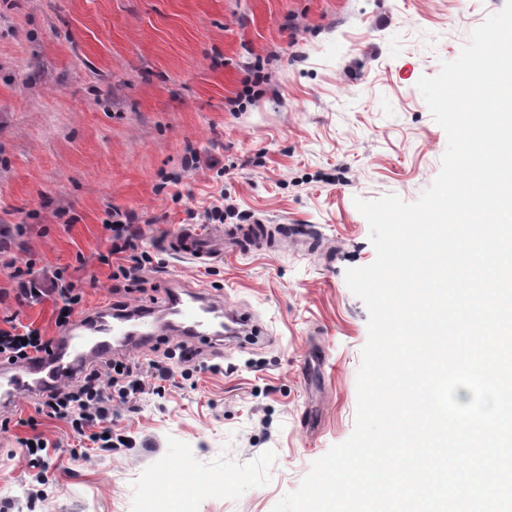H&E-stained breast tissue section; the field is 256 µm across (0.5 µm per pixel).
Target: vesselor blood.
<instances>
[{
	"label": "vessel or blood",
	"mask_w": 512,
	"mask_h": 512,
	"mask_svg": "<svg viewBox=\"0 0 512 512\" xmlns=\"http://www.w3.org/2000/svg\"><path fill=\"white\" fill-rule=\"evenodd\" d=\"M291 225L245 224L211 225L201 229L182 226L160 241V249L182 259L206 264L224 256L225 242L232 241L246 251L275 250L296 239ZM169 325L157 324L152 311L105 306L79 316L62 327L52 351L31 355L21 361L0 358V412L8 411L22 398H34L50 390L73 384L87 365L111 358L117 350L135 348L137 342L175 332L195 349L216 348L222 339V311L216 302L195 292L171 291ZM158 486H179L183 494L197 490V475L175 469L157 473Z\"/></svg>",
	"instance_id": "b4317fda"
}]
</instances>
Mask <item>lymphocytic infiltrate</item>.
Here are the masks:
<instances>
[{
	"label": "lymphocytic infiltrate",
	"instance_id": "obj_1",
	"mask_svg": "<svg viewBox=\"0 0 512 512\" xmlns=\"http://www.w3.org/2000/svg\"><path fill=\"white\" fill-rule=\"evenodd\" d=\"M137 221V215L128 213L108 224L110 248L97 256L99 263L111 265L112 293L121 299L132 293L151 261L150 254L138 248ZM10 277L17 305L58 297L61 304L56 311V324L60 327L71 322L83 301L81 289L66 279L61 268L37 274L28 262L13 266ZM53 344V339L45 337L40 329L19 324L13 315L6 317L4 326L0 327V356L24 359L33 353L49 351ZM195 357V352L178 343L163 359L145 365L126 359L107 360L104 365L86 368L76 385L42 395L36 411L68 423L77 440H89L103 452L119 451L123 441L121 437L111 436L107 427L116 407L134 405L141 395L161 390L175 379H190L195 370Z\"/></svg>",
	"mask_w": 512,
	"mask_h": 512
}]
</instances>
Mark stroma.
I'll list each match as a JSON object with an SVG mask.
<instances>
[{
    "label": "stroma",
    "mask_w": 512,
    "mask_h": 512,
    "mask_svg": "<svg viewBox=\"0 0 512 512\" xmlns=\"http://www.w3.org/2000/svg\"><path fill=\"white\" fill-rule=\"evenodd\" d=\"M505 0H0V229L18 264L65 268L83 309L111 305L106 212L143 219L158 263L134 305L170 289L255 314V343L204 351L194 384L122 407L130 447L69 453V425L25 399L0 441V501L12 512H164L162 468L200 479L187 512H272L312 463L351 435L368 313L345 280L370 264L354 201L419 200L447 147L417 83L455 60ZM263 79L255 89L251 70ZM200 166L187 170L189 153ZM229 200L318 242L194 264L161 251L191 213ZM0 266V318L57 337L52 299L17 307ZM41 434L48 465L20 439ZM42 499L32 502V492Z\"/></svg>",
    "instance_id": "1"
}]
</instances>
